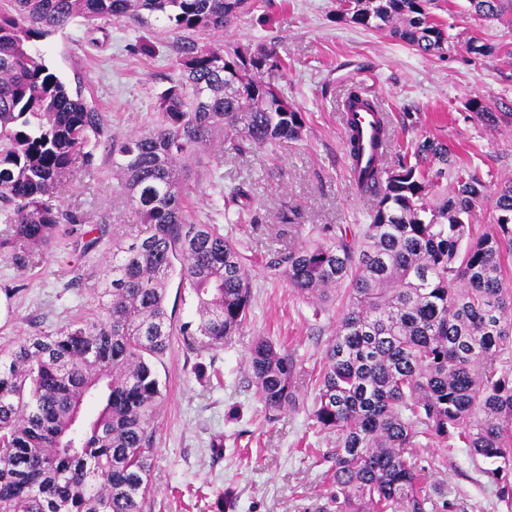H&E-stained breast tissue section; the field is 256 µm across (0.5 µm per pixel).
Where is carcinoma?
<instances>
[{"instance_id":"cac0c4a2","label":"carcinoma","mask_w":512,"mask_h":512,"mask_svg":"<svg viewBox=\"0 0 512 512\" xmlns=\"http://www.w3.org/2000/svg\"><path fill=\"white\" fill-rule=\"evenodd\" d=\"M497 19L512 0H468ZM257 0H0V251L25 269L63 224H81L61 197L75 169H93L103 145L140 228L117 244L96 284V312L52 333L0 347V512H142L150 491L154 423L162 402L155 361L173 335L167 287L173 273L195 298L187 344L217 347L239 334L251 304L243 257L217 224L190 221L185 177L221 143L240 153L301 139L302 113L269 83L275 50L249 55L222 35ZM436 0H353L337 20L387 31L423 55L448 33ZM176 34L181 73L157 96L151 129L118 135L81 93L49 71L36 43L78 20L145 22ZM415 163L369 166L370 223L333 241L280 255L273 267L297 293L323 300L348 287V303L324 351L311 420L331 437L325 459L336 512H429L430 490L408 457L417 426L489 465L512 499V186L493 200L494 230L469 217L486 184L455 168L448 146L426 139ZM454 172L455 186L437 193ZM243 191L222 192L217 210ZM266 410L296 408V362L267 339L247 358Z\"/></svg>"}]
</instances>
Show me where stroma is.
I'll return each instance as SVG.
<instances>
[{
    "label": "stroma",
    "instance_id": "stroma-1",
    "mask_svg": "<svg viewBox=\"0 0 512 512\" xmlns=\"http://www.w3.org/2000/svg\"><path fill=\"white\" fill-rule=\"evenodd\" d=\"M335 12L336 0H262L223 35L245 49L275 48L280 64L265 79L301 111L305 127L301 140L240 155L211 148L207 167L189 175L194 221H207L219 197L213 170L225 185L247 191L257 208L258 223L223 225L247 259L252 301L240 335L224 346L193 349L177 333L156 362L165 390L155 424V491L143 512H224L228 490L235 512H335L323 460L328 439L316 433L310 414L314 380L348 292L339 289L326 303L306 298L271 263L278 252L331 238L336 225L368 221L371 200L354 184L344 148L340 104L349 86L377 99L389 116L388 168L427 138L447 144L459 165L480 174L489 199L470 219L477 231L490 229V199L512 182V15L480 20L468 0H440L434 16L449 38L443 51L422 55L389 33L336 21ZM472 37L490 54L471 53ZM38 47L50 71L80 89L116 134L149 129L158 94L180 74L175 39L155 18L145 25L109 18L77 24ZM476 100L498 114L497 124L477 117ZM63 202L84 212L86 229L101 231L96 258L86 262L64 232L32 267L16 268L0 254V346L92 313L93 288L113 243L136 228L105 150L91 173L70 182ZM76 271L84 285L73 289ZM259 336L288 350L297 365V405L273 420L265 419L246 370ZM411 461L435 488V503L451 502L453 512H512V500L500 497L466 449L421 435Z\"/></svg>",
    "mask_w": 512,
    "mask_h": 512
}]
</instances>
